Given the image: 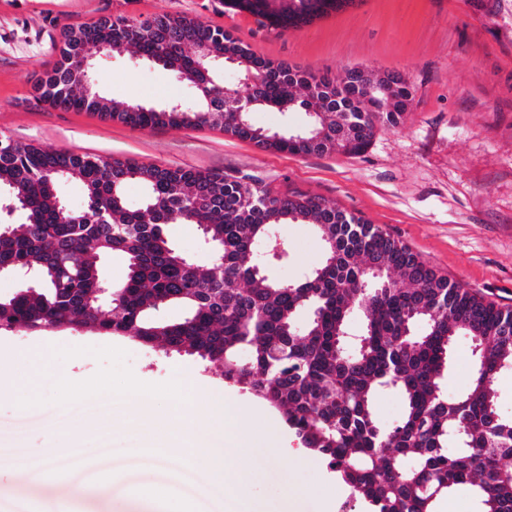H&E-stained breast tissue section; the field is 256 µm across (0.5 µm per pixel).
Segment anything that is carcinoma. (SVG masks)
<instances>
[{
  "label": "carcinoma",
  "instance_id": "carcinoma-1",
  "mask_svg": "<svg viewBox=\"0 0 512 512\" xmlns=\"http://www.w3.org/2000/svg\"><path fill=\"white\" fill-rule=\"evenodd\" d=\"M99 42L114 56L131 53L172 71L194 100L157 108L103 97L82 68V53ZM228 60L257 76L246 95L250 111L305 112L308 129L278 133L246 116L237 121L241 94L226 92L217 70ZM34 90L56 108L98 112L139 130L220 127L296 155L361 154L377 126H398L414 101L398 71L354 67L336 78L264 58L223 28L168 14L63 28L59 60ZM63 179L83 185L84 209L57 196ZM130 182L145 188L137 207L125 196ZM0 196L1 208L23 215L19 224H0V273L17 277L16 291L0 298V329L90 327L217 364L224 379L280 411L371 512H438L459 486L475 493L483 512H512V467L504 463L512 458V418L501 416L492 388L512 368V308L438 274L363 218L302 192L275 194L252 175L108 160L1 135ZM174 219L198 225L217 249L209 264L176 249L166 232ZM278 224H311L324 244L320 263L299 281L255 271V248ZM114 252L125 255L128 276L105 306L100 262ZM371 265L383 268L386 286H371ZM172 304L183 307L180 320L154 318ZM356 311L365 328L349 354L344 336ZM458 336L479 350L468 386L450 396ZM383 390L404 402L392 427L373 413Z\"/></svg>",
  "mask_w": 512,
  "mask_h": 512
}]
</instances>
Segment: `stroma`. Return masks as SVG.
<instances>
[{
	"instance_id": "obj_1",
	"label": "stroma",
	"mask_w": 512,
	"mask_h": 512,
	"mask_svg": "<svg viewBox=\"0 0 512 512\" xmlns=\"http://www.w3.org/2000/svg\"><path fill=\"white\" fill-rule=\"evenodd\" d=\"M188 16L224 28L257 54L317 72L358 66L398 71L414 102L397 127H380L360 155H293L257 147L219 128L137 130L91 111L36 102L34 84L59 59L63 25L104 16ZM101 95L155 107L193 90L154 64L96 52ZM0 135L48 150H72L166 167L254 175L270 189L300 191L362 217L408 245L451 281L512 308V0H354L311 24L280 30L225 8L224 0H0ZM168 236L190 261L211 255L200 228L174 220ZM287 260L262 258L278 280L301 278L323 257L309 224H281ZM0 437L17 451L0 464V512L63 504L67 512H326L353 496L327 462L305 448L281 413L227 383L197 356L164 354L91 328L25 333L0 329ZM38 357L34 385L16 378V358ZM236 408H262L249 453L247 496L223 495L189 459L169 451L172 411L200 426L198 446L220 443ZM215 412H197V400ZM95 449L90 465L70 448ZM56 470L32 477L48 453Z\"/></svg>"
}]
</instances>
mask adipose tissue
<instances>
[{
  "mask_svg": "<svg viewBox=\"0 0 512 512\" xmlns=\"http://www.w3.org/2000/svg\"><path fill=\"white\" fill-rule=\"evenodd\" d=\"M170 435L179 441L180 452L209 474L211 485L224 487L238 496L248 494L253 471L248 448L259 438L252 417H240L237 428L226 430L218 446H196L193 432L179 422L171 426Z\"/></svg>",
  "mask_w": 512,
  "mask_h": 512,
  "instance_id": "ef3b65f1",
  "label": "adipose tissue"
}]
</instances>
